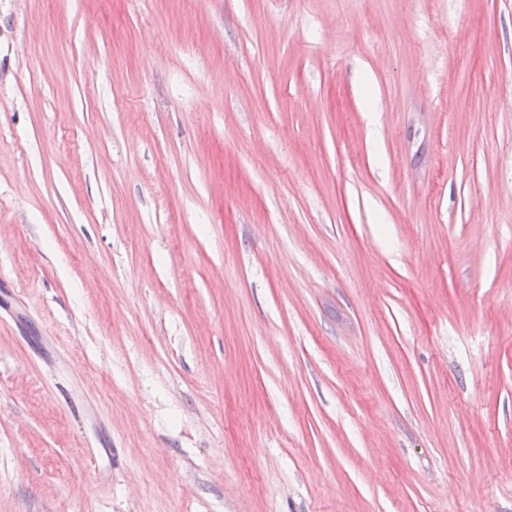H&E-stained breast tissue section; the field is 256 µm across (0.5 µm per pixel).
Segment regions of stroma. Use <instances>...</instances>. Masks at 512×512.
<instances>
[{
    "instance_id": "obj_1",
    "label": "stroma",
    "mask_w": 512,
    "mask_h": 512,
    "mask_svg": "<svg viewBox=\"0 0 512 512\" xmlns=\"http://www.w3.org/2000/svg\"><path fill=\"white\" fill-rule=\"evenodd\" d=\"M0 512H512V0H0Z\"/></svg>"
}]
</instances>
